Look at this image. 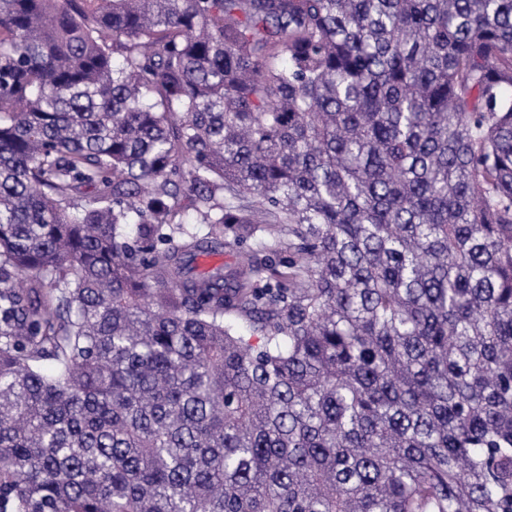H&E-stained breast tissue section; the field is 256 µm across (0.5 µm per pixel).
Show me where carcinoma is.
<instances>
[{"instance_id":"carcinoma-1","label":"carcinoma","mask_w":512,"mask_h":512,"mask_svg":"<svg viewBox=\"0 0 512 512\" xmlns=\"http://www.w3.org/2000/svg\"><path fill=\"white\" fill-rule=\"evenodd\" d=\"M0 512H512V0H0Z\"/></svg>"}]
</instances>
